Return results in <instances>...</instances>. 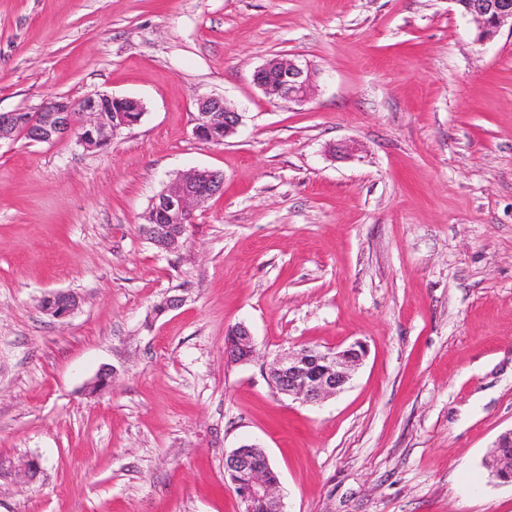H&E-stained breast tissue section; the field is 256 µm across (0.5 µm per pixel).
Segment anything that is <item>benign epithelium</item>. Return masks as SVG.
Masks as SVG:
<instances>
[{
	"label": "benign epithelium",
	"instance_id": "1",
	"mask_svg": "<svg viewBox=\"0 0 512 512\" xmlns=\"http://www.w3.org/2000/svg\"><path fill=\"white\" fill-rule=\"evenodd\" d=\"M463 3L464 14L475 23L476 41L492 38L501 27H512V0H453ZM318 77L317 70L298 58L275 57L256 68L252 80L263 94L272 100L301 105L310 99ZM21 110L0 112V141H14L36 127L39 142L52 143L72 138L86 151L108 147L123 131L137 125L143 114V103L131 97L106 93L88 94L78 100L56 97L39 108L35 118L20 119ZM242 122V115L221 97L203 95L198 99L192 133L195 137L207 131L219 130L224 137L233 135ZM223 177L216 171L194 169L176 175L150 202L147 224L143 232L157 242L161 249L173 252L182 247L187 227L193 223L194 211L203 202L221 192ZM81 304L80 297L71 292L57 291L41 300L44 312L55 319L70 317ZM235 347L243 353L241 361L252 359V335L244 324L235 329ZM366 356V349L356 342L343 350L322 351L304 346L297 351L278 355L269 368L270 380L280 383V393L303 403L317 404L344 390ZM112 383V372L104 369L87 384L88 392L98 393ZM497 451L490 465L500 478L512 472V434L498 440ZM258 456L244 450L224 455V469L248 470L253 478L249 487L240 490V501L247 512L249 502L258 497L268 512H284L278 483L267 481L257 464ZM0 470L10 476L32 480L40 471V460L27 457L21 460H0Z\"/></svg>",
	"mask_w": 512,
	"mask_h": 512
}]
</instances>
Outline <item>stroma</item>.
<instances>
[{"label": "stroma", "mask_w": 512, "mask_h": 512, "mask_svg": "<svg viewBox=\"0 0 512 512\" xmlns=\"http://www.w3.org/2000/svg\"><path fill=\"white\" fill-rule=\"evenodd\" d=\"M472 28L453 0H0L1 112L145 106L101 151L0 143V457L43 467L0 512H242L224 456L251 443L285 512H512L483 465L512 430V29ZM277 55L318 70L311 101L253 84ZM204 93L243 116L224 143L192 135ZM197 168L223 191L158 250L150 201ZM357 341L322 403L267 377ZM81 304L80 297L71 292L57 291L46 295L41 300L44 312L55 319H66L70 317ZM232 331L233 329H230L229 332H228V335H227V339H226V343L231 345L229 347H227V350L229 351H226L228 353V355L230 354V357L233 361L235 362H238L239 359L241 358V355L238 354L236 355V349L235 347L238 349L237 351H240L244 354V356L240 359L239 362H247V361H250L253 357V352H254V346H253V341H252V335L250 333V330L248 329V327L244 324H239L237 325L236 329H235V334L232 336ZM237 336V337H236ZM236 337V339H235ZM234 340H235V343H234ZM235 345V347H234Z\"/></svg>", "instance_id": "stroma-1"}]
</instances>
